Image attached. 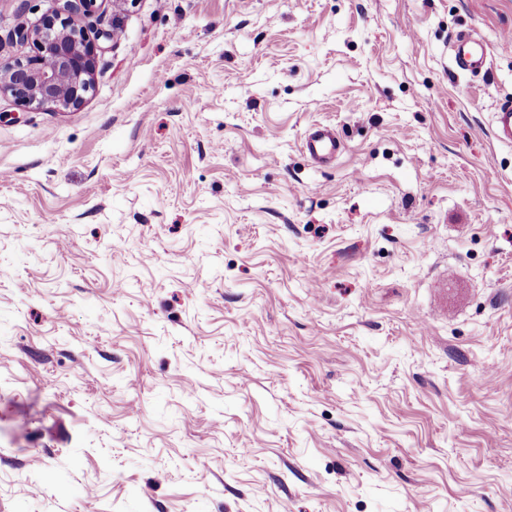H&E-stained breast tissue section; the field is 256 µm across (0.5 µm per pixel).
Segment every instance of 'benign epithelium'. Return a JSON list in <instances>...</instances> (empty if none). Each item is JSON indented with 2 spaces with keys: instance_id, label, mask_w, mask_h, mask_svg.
<instances>
[{
  "instance_id": "obj_1",
  "label": "benign epithelium",
  "mask_w": 512,
  "mask_h": 512,
  "mask_svg": "<svg viewBox=\"0 0 512 512\" xmlns=\"http://www.w3.org/2000/svg\"><path fill=\"white\" fill-rule=\"evenodd\" d=\"M50 13L33 27L14 28L11 37L34 46L30 55L0 60V93L25 107L77 108L94 87L96 46L75 18H90L97 0H52Z\"/></svg>"
}]
</instances>
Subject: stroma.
I'll use <instances>...</instances> for the list:
<instances>
[{
	"label": "stroma",
	"mask_w": 512,
	"mask_h": 512,
	"mask_svg": "<svg viewBox=\"0 0 512 512\" xmlns=\"http://www.w3.org/2000/svg\"><path fill=\"white\" fill-rule=\"evenodd\" d=\"M96 13L80 108L0 94V512H512V0ZM450 57L457 71L478 75L488 68L487 51L477 34L461 32L451 40ZM494 136L501 143L512 144V99L500 100L494 110ZM338 131L329 125H316L308 129L302 140V150L318 166L335 160L341 151Z\"/></svg>",
	"instance_id": "stroma-1"
}]
</instances>
